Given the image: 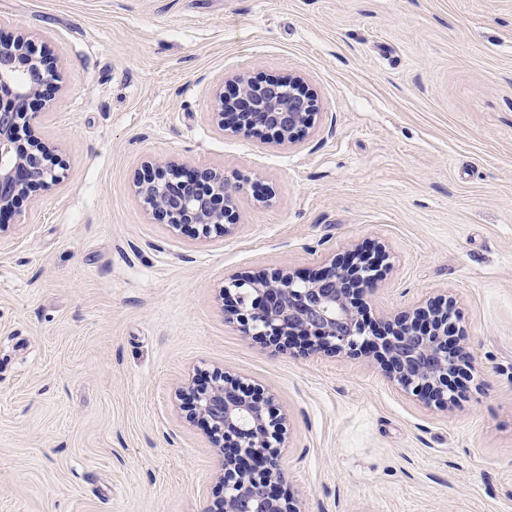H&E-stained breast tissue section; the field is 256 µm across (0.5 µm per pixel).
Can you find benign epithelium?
Wrapping results in <instances>:
<instances>
[{"label":"benign epithelium","mask_w":512,"mask_h":512,"mask_svg":"<svg viewBox=\"0 0 512 512\" xmlns=\"http://www.w3.org/2000/svg\"><path fill=\"white\" fill-rule=\"evenodd\" d=\"M233 83L235 94L215 95L220 130L282 144L312 127L318 104L302 77L263 83L238 75ZM61 90L49 48L36 53L24 32L0 40V218L12 214L21 198L49 191L63 177L65 161L57 150L28 133L36 118L30 104H47ZM244 186L222 169L172 163L147 162L136 179V192L156 222L174 229L194 225L204 235L228 232ZM384 261L382 252L355 253L312 275L234 279L224 287L228 319L278 348L371 357L401 390L446 408L459 400L462 379L475 370L453 300L368 321L358 310L360 295L380 276ZM178 395L222 455L224 495L207 512H299L278 490L284 423L272 393L217 370Z\"/></svg>","instance_id":"1"}]
</instances>
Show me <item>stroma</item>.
<instances>
[{"label":"stroma","instance_id":"stroma-1","mask_svg":"<svg viewBox=\"0 0 512 512\" xmlns=\"http://www.w3.org/2000/svg\"><path fill=\"white\" fill-rule=\"evenodd\" d=\"M65 87L35 136L63 183L0 230V512H205L222 461L177 391L271 389L301 512H512V0H0ZM237 73L300 74L289 146L222 134ZM246 179L228 234L152 223L145 159ZM389 266L360 310L452 297L476 370L448 409L364 357L281 350L229 322L234 276Z\"/></svg>","mask_w":512,"mask_h":512}]
</instances>
